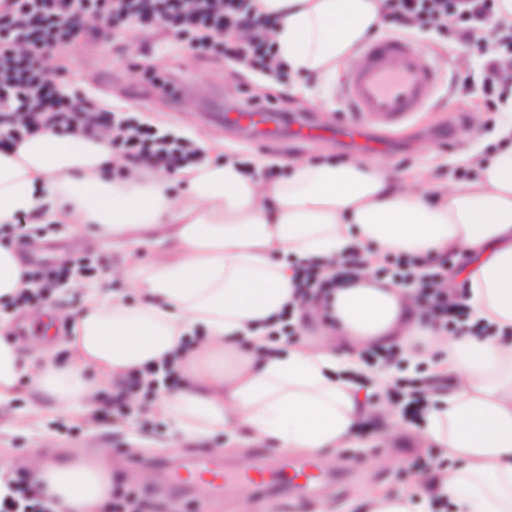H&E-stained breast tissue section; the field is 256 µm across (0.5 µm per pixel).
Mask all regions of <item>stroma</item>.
I'll use <instances>...</instances> for the list:
<instances>
[{
	"mask_svg": "<svg viewBox=\"0 0 512 512\" xmlns=\"http://www.w3.org/2000/svg\"><path fill=\"white\" fill-rule=\"evenodd\" d=\"M409 39L427 64L438 70L440 79L407 125L381 131L387 148L373 160L399 177L416 170L433 184L461 181L467 169L462 155L489 145L497 117L469 82L470 77L479 75L484 57L477 50L460 53L456 43L433 34L413 33ZM51 63L56 81L99 90L102 104L123 107L188 143L213 144L216 150L212 159L265 161L267 171L275 178L284 173V164L291 159L341 160L357 153L355 147L331 140L303 144L293 135V120L302 113H313L316 122L329 126L338 114L346 112L340 96L347 76L343 66L329 81L295 77L278 80L220 57L197 55L171 36L163 40L145 38L133 27L116 40L105 34L96 45L79 41L67 50L53 52ZM147 65L170 69L182 88V97L172 98L164 90L143 83L142 69ZM256 97L270 99L292 118L291 123L281 124L276 137L261 145L213 116L216 108L231 102L246 105ZM35 233V238H24L20 245L27 266L68 265L77 258L91 257L97 266L94 281L124 302L137 303L138 295L130 284L110 275L113 265L120 261L119 250L93 239L88 232L78 241L48 224L36 228ZM384 425L383 418H376L374 426L359 431L355 447L320 455L327 481L304 494L284 489L177 487L172 482L173 470L189 465L200 454L242 468L265 464L278 452L272 448L229 452L223 450L224 439L220 436L186 448L172 447L168 444L169 427L163 419L134 412L114 422L98 419L89 424L58 418L46 421L39 431L1 432L0 446L10 449L11 454L0 458V467L15 470L21 457L41 447L43 433L49 432L63 448L109 446L120 492L144 501L148 512H321L326 505L334 512H355L357 494L369 485L389 492L411 490L419 474L415 461L432 462L437 458L436 449L421 446L406 433L384 441Z\"/></svg>",
	"mask_w": 512,
	"mask_h": 512,
	"instance_id": "obj_1",
	"label": "stroma"
}]
</instances>
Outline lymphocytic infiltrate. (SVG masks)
<instances>
[{
    "instance_id": "obj_1",
    "label": "lymphocytic infiltrate",
    "mask_w": 512,
    "mask_h": 512,
    "mask_svg": "<svg viewBox=\"0 0 512 512\" xmlns=\"http://www.w3.org/2000/svg\"><path fill=\"white\" fill-rule=\"evenodd\" d=\"M496 0H386L385 17L407 29L429 30L441 36L471 37L489 20ZM109 23L112 36L127 26L143 33L174 32L200 55H213L248 67L260 74H285L273 66L275 45L265 30L275 28L276 18L259 14L253 0H0V150H8L42 128L88 136L107 133L112 149L132 163L151 170L172 172L198 162L200 154L179 137L161 132L136 116L108 110L86 92L69 89L47 76V59L82 38L96 39L100 23ZM261 30V38L245 42L241 28ZM496 54L484 66L482 92L493 105L512 97V83L502 80L499 63L512 58V28L498 32ZM450 257L436 262L418 257L389 255L378 274L397 283L415 285L425 313L448 334L467 323L464 304L438 288L447 279ZM358 262L349 259L335 278L324 279L319 266L300 267L296 296L308 303L330 293L357 272ZM94 262L77 260L75 267L36 268L28 273L30 287L22 289L9 305L14 309L40 306L50 288L72 274L90 275ZM0 512H50L38 487L26 471L11 481V493L0 499Z\"/></svg>"
}]
</instances>
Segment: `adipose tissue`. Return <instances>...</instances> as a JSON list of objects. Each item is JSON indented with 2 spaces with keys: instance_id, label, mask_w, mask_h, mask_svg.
Segmentation results:
<instances>
[{
  "instance_id": "ef3b65f1",
  "label": "adipose tissue",
  "mask_w": 512,
  "mask_h": 512,
  "mask_svg": "<svg viewBox=\"0 0 512 512\" xmlns=\"http://www.w3.org/2000/svg\"><path fill=\"white\" fill-rule=\"evenodd\" d=\"M276 17L272 38L291 74L328 78L385 23L383 0H255ZM488 154H467L463 184L409 182L349 157L292 161L270 179L263 163L227 158L182 168L169 179L121 167L110 139L43 130L0 152V225L86 226L123 246L117 275L139 295L128 304L95 281L73 278L81 298L69 333L15 338L0 316V414L15 428L51 416L98 415L102 389L130 373L167 365L182 374L158 389L146 415L174 440L256 444L315 454L354 445L380 412L369 395L393 383L371 351L399 346L438 382L411 429L441 461L411 491L363 492L362 512H512V100L502 108ZM152 249L144 258L143 249ZM455 252L448 275L483 335L447 336L412 289L373 270L388 254L435 260ZM364 262L337 286L300 338L278 335V315L296 302L300 263L335 274L349 254ZM18 249L0 245V301L26 286ZM25 410H17L20 398ZM106 447L31 450L24 466L51 512H101L116 477Z\"/></svg>"
}]
</instances>
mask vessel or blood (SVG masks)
<instances>
[{
    "label": "vessel or blood",
    "instance_id": "b4317fda",
    "mask_svg": "<svg viewBox=\"0 0 512 512\" xmlns=\"http://www.w3.org/2000/svg\"><path fill=\"white\" fill-rule=\"evenodd\" d=\"M436 79L433 69L407 39L385 37L362 48L360 60L350 67V76L341 95L352 108L355 121H341L326 129L305 124L298 127L301 138L311 140L332 135L339 140L357 143L370 151L380 150L381 142L369 135L370 128H394L405 124L427 97ZM228 122L242 129L261 131L266 136L277 132V113L245 106L228 113ZM282 476L276 466H252L230 471L208 459L175 472L180 483L207 484L220 487L228 483L264 489L275 485Z\"/></svg>",
    "mask_w": 512,
    "mask_h": 512
}]
</instances>
